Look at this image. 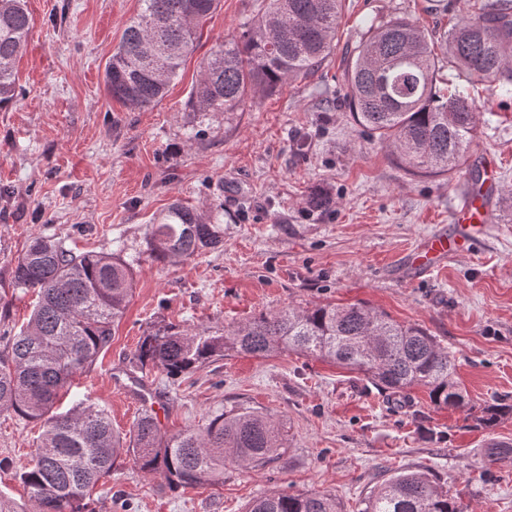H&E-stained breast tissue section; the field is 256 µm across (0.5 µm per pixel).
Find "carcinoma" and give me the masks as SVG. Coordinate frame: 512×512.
<instances>
[{
  "instance_id": "cac0c4a2",
  "label": "carcinoma",
  "mask_w": 512,
  "mask_h": 512,
  "mask_svg": "<svg viewBox=\"0 0 512 512\" xmlns=\"http://www.w3.org/2000/svg\"><path fill=\"white\" fill-rule=\"evenodd\" d=\"M105 68L112 98L130 109L157 104L194 49L197 32L218 0H141ZM341 0H268L240 39L224 42L204 63L192 89V110L205 118L235 112L248 92L272 93L313 76L333 50ZM30 32L26 0H0V109L21 95L15 63ZM467 83L512 87V0H478L471 16L448 30V64L434 55L428 32L395 16L374 26L347 59V102L356 124L386 143L401 165L420 176L451 174L477 133L478 107ZM150 254L187 260L224 244V228L201 208L175 201L150 225ZM12 285L36 295L27 325L0 331V410L40 425L31 461L18 474L28 504L0 495V512H84V500L112 472L123 452L144 476L171 488L224 480L228 463L264 468L285 447L264 412L239 408L214 414L202 430L162 431L144 410L126 434L89 399L65 412L60 391L91 369L112 342L132 297V264L104 252L76 254L35 236L17 258ZM296 352L362 373L394 392L426 389L439 408L466 405L454 358L418 325H403L362 303L322 304L262 312L229 327L181 328L164 321L138 341L130 375L140 384L158 371L175 380L232 355ZM512 414L495 401L474 417L491 427ZM248 512H342L336 496L271 493ZM357 512H460L455 496L425 474L402 473L361 500Z\"/></svg>"
}]
</instances>
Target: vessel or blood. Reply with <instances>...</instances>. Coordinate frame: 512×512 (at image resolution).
<instances>
[{
  "label": "vessel or blood",
  "mask_w": 512,
  "mask_h": 512,
  "mask_svg": "<svg viewBox=\"0 0 512 512\" xmlns=\"http://www.w3.org/2000/svg\"><path fill=\"white\" fill-rule=\"evenodd\" d=\"M498 193L499 183L494 179L465 192L452 212L448 227L427 236L414 253L412 269L428 272L446 258L469 250L474 241L484 234Z\"/></svg>",
  "instance_id": "b4317fda"
}]
</instances>
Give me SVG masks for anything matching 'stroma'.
Masks as SVG:
<instances>
[{
    "mask_svg": "<svg viewBox=\"0 0 512 512\" xmlns=\"http://www.w3.org/2000/svg\"><path fill=\"white\" fill-rule=\"evenodd\" d=\"M474 0H342L336 47L311 77L247 97L228 115L201 119L188 101L204 61L252 23L263 0H220L163 100L128 110L109 95L105 67L140 0H27L31 31L16 70L23 95L0 110V328L26 323L33 293L10 284L33 236L131 261L135 285L112 344L76 375L62 408L91 398L127 432L145 409L162 431L200 429L237 407L270 413L287 438L259 471L229 464L224 481L172 489L120 455L85 512H247L270 491L335 494L357 512L383 480L414 471L448 485L462 512H512V415L484 428L468 405L512 397V93L478 84L477 135L451 176L407 172L356 124L343 78L371 23L423 24L438 56L444 33ZM492 159L503 189L474 249L413 274L407 256L448 225L474 183L471 161ZM328 208L308 205L314 190ZM223 210L224 243L180 262L156 260L147 227L174 201ZM363 303L430 332L453 352L465 408H438L425 389L383 391L362 374L287 352L235 355L168 381L128 377L152 323L228 325L288 306ZM38 425L0 412V494L23 501L16 475Z\"/></svg>",
    "mask_w": 512,
    "mask_h": 512,
    "instance_id": "35a3bbf8",
    "label": "stroma"
}]
</instances>
